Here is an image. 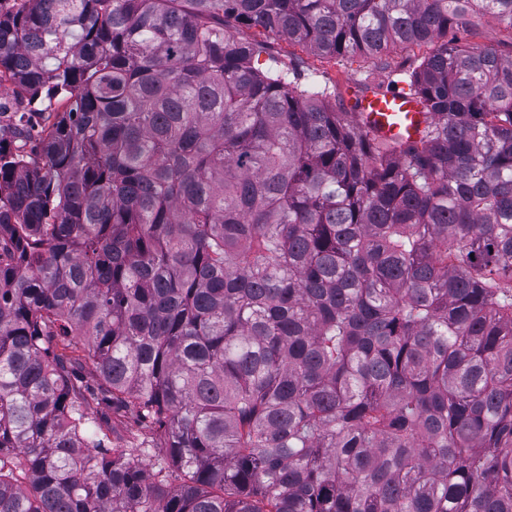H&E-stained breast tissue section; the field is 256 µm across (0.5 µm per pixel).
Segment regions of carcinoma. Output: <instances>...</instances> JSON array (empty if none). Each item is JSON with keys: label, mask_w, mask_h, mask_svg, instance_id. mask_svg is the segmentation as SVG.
<instances>
[{"label": "carcinoma", "mask_w": 512, "mask_h": 512, "mask_svg": "<svg viewBox=\"0 0 512 512\" xmlns=\"http://www.w3.org/2000/svg\"><path fill=\"white\" fill-rule=\"evenodd\" d=\"M1 2L51 122L0 147V512H512V56L400 71L403 143L227 30L380 60L512 0Z\"/></svg>", "instance_id": "obj_1"}]
</instances>
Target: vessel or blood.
<instances>
[{"mask_svg": "<svg viewBox=\"0 0 512 512\" xmlns=\"http://www.w3.org/2000/svg\"><path fill=\"white\" fill-rule=\"evenodd\" d=\"M360 122L371 132L400 140L419 138L425 111L419 99L396 88L354 91Z\"/></svg>", "mask_w": 512, "mask_h": 512, "instance_id": "1", "label": "vessel or blood"}]
</instances>
